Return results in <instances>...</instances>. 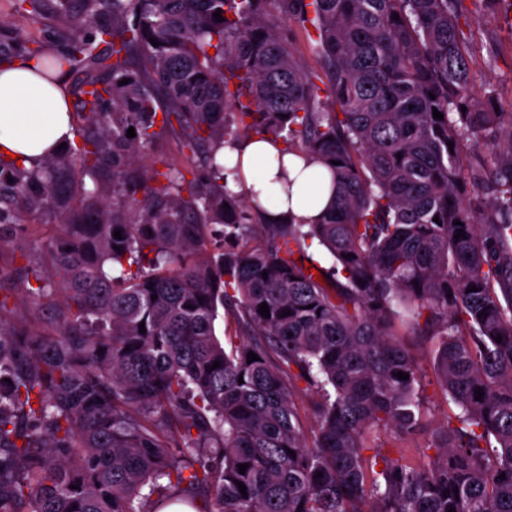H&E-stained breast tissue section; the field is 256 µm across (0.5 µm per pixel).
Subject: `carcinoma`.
Masks as SVG:
<instances>
[{"label": "carcinoma", "mask_w": 512, "mask_h": 512, "mask_svg": "<svg viewBox=\"0 0 512 512\" xmlns=\"http://www.w3.org/2000/svg\"><path fill=\"white\" fill-rule=\"evenodd\" d=\"M497 2L12 0L54 26L0 24V62L76 77L80 124L36 169L0 160V252L56 228L53 269H18L52 327L7 323L0 298V512H512V112L476 92L466 51ZM292 18L322 75L282 36ZM263 133L328 164L338 196L253 244L216 152ZM168 137L195 167L143 162ZM314 244L324 283L293 258ZM405 336L436 342L456 406L422 464L381 453L420 427ZM317 400V394L312 391L299 392L295 399L296 404L299 408V412L302 416V425L304 433L309 443L312 442V431L315 429V421L311 415L310 408L312 407L313 403Z\"/></svg>", "instance_id": "carcinoma-1"}]
</instances>
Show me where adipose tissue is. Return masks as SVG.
Masks as SVG:
<instances>
[{
  "instance_id": "obj_1",
  "label": "adipose tissue",
  "mask_w": 512,
  "mask_h": 512,
  "mask_svg": "<svg viewBox=\"0 0 512 512\" xmlns=\"http://www.w3.org/2000/svg\"><path fill=\"white\" fill-rule=\"evenodd\" d=\"M70 97L63 78L48 80L34 61L0 63V159L16 154L29 169L73 138ZM225 169L236 170L233 191L260 209L267 224H312L334 203L337 190L317 159L286 151L281 138L253 135L218 152Z\"/></svg>"
}]
</instances>
